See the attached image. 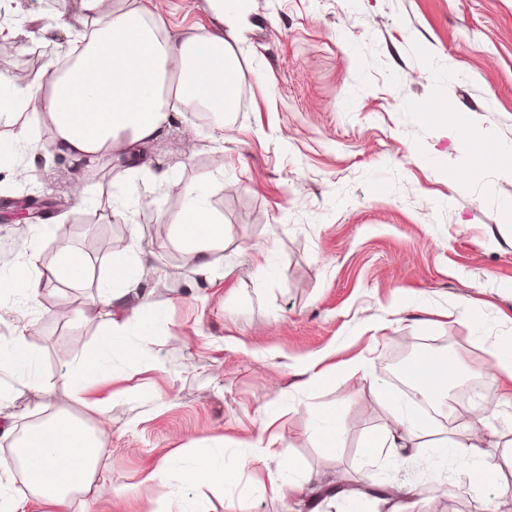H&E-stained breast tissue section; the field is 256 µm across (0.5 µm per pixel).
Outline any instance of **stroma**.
<instances>
[{
  "label": "stroma",
  "instance_id": "stroma-1",
  "mask_svg": "<svg viewBox=\"0 0 512 512\" xmlns=\"http://www.w3.org/2000/svg\"><path fill=\"white\" fill-rule=\"evenodd\" d=\"M141 2L168 31L227 32L209 0ZM82 11V0H0V23L15 29L0 38V75L41 81L74 38L64 29L46 37L43 26ZM232 46L236 109L209 120L174 114L166 135L141 148L172 170L153 191L131 180L125 161L90 166L54 153L43 124L33 148L15 154L33 178L0 167V196L59 201L40 224L0 223V260L34 252L53 261L61 235L91 268L35 307L0 300V344L25 331L43 383L0 409V460L20 426L57 401L95 421L67 397L73 342H98L110 261L134 243L158 269L144 287L159 312L128 336L148 342V365L112 361L103 389L115 398L100 427L112 455L97 471L128 496L130 512H158L174 498L199 512L240 501L248 512H311L305 496L283 504L260 462L225 490L142 481L172 449L191 459L205 448L232 468L272 437L288 451L283 476L361 489L336 512H373V490L391 482L417 486L412 512H512L506 475L475 488L462 461L432 467L367 448L389 420L380 390L414 407L393 378L398 357L452 352L462 362L429 422L439 442L482 402L459 393L490 383V343L512 336V238L503 233L512 174L499 164L512 155V0H250ZM432 99L447 110L423 119L418 106ZM189 183L224 224L208 282L193 274L173 224ZM63 301L73 308L66 322L54 317ZM315 356L328 379L294 389ZM353 358L364 370L350 371ZM327 411L341 429L332 451L313 421Z\"/></svg>",
  "mask_w": 512,
  "mask_h": 512
}]
</instances>
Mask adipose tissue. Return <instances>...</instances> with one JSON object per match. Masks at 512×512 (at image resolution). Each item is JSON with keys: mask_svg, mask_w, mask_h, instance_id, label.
I'll list each match as a JSON object with an SVG mask.
<instances>
[{"mask_svg": "<svg viewBox=\"0 0 512 512\" xmlns=\"http://www.w3.org/2000/svg\"><path fill=\"white\" fill-rule=\"evenodd\" d=\"M223 16L228 36L201 38L188 28L169 34L159 12L142 7H117L113 0H83V12L65 20L71 31L90 29L82 46L74 47L76 64L68 71L50 66L44 82L32 83L27 76L0 77V122L12 126L13 141L30 142L35 120H44L51 132L54 152L75 161L106 165L124 159L129 174L141 177L145 187L168 180L166 170L151 169L140 154V144L160 138L178 107H205L222 113L230 105L229 93L239 81L230 64L231 38L240 33L248 0H212ZM184 208L176 221L180 242L193 255V273L209 279L213 248L224 238V226L202 202L197 186L184 189ZM88 263L67 239H59L57 259L40 263L37 254L18 262L16 271L0 278V292L37 304L43 291L65 281L84 278ZM150 259L140 251L113 258L109 282L99 301L107 307L104 333L95 348L82 351L76 367L68 374L69 393L87 403L107 420L112 395L101 394L99 384L111 377L112 360L124 357L141 361L146 344L126 340L129 328L152 309L151 295L142 278L151 272ZM503 399L499 388L489 387L484 406L476 407L469 421L449 434L444 445L451 456L463 459L472 484L481 485L499 467L497 454L485 443L495 431L487 408ZM392 417L375 436L378 447H389L406 459L419 457L425 428L418 425L399 405H392ZM24 464L29 486L51 512H71L73 495L91 494L93 499L111 500L110 486L97 483L99 462L112 454L92 427L67 412L42 423L26 435ZM180 450L170 452L143 476L144 482H165L177 473L184 487L202 483L228 485L237 482L239 469L202 453L189 464L179 465ZM68 469L71 480H54V473Z\"/></svg>", "mask_w": 512, "mask_h": 512, "instance_id": "adipose-tissue-1", "label": "adipose tissue"}]
</instances>
